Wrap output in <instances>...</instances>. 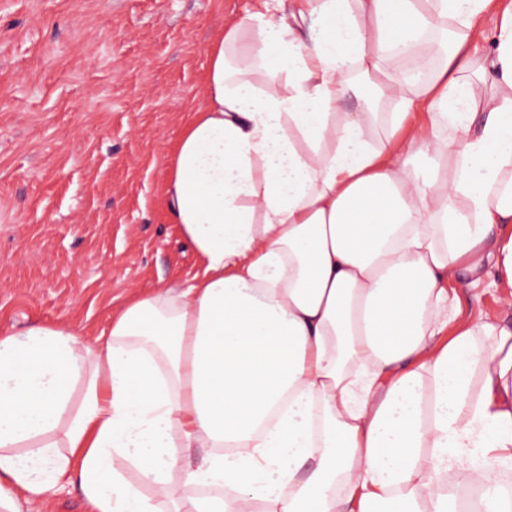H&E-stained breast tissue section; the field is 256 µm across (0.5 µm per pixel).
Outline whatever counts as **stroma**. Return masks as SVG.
I'll return each mask as SVG.
<instances>
[{
  "label": "stroma",
  "instance_id": "stroma-1",
  "mask_svg": "<svg viewBox=\"0 0 512 512\" xmlns=\"http://www.w3.org/2000/svg\"><path fill=\"white\" fill-rule=\"evenodd\" d=\"M252 0H0V331L96 335L114 299L190 278L164 160L211 39ZM461 316L512 303L483 280Z\"/></svg>",
  "mask_w": 512,
  "mask_h": 512
}]
</instances>
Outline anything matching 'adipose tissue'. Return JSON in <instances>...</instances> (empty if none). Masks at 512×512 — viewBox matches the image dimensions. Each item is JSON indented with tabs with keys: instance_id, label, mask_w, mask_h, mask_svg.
<instances>
[{
	"instance_id": "ef3b65f1",
	"label": "adipose tissue",
	"mask_w": 512,
	"mask_h": 512,
	"mask_svg": "<svg viewBox=\"0 0 512 512\" xmlns=\"http://www.w3.org/2000/svg\"><path fill=\"white\" fill-rule=\"evenodd\" d=\"M207 58L166 163L199 270L0 333V512H458L444 474L512 466V320L452 291L512 294V0H254ZM461 297V318L477 319L480 315H499L506 308L512 317V296L505 295L491 284L489 279L483 280L475 288H458ZM511 303V306L508 305ZM39 512H86V507L77 484L67 486L61 491L50 494L45 504L35 505Z\"/></svg>"
}]
</instances>
